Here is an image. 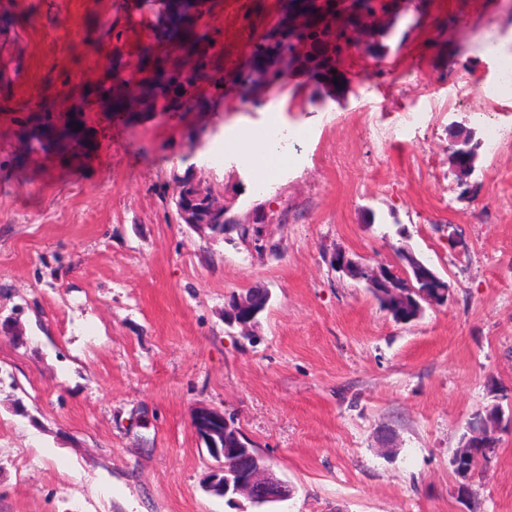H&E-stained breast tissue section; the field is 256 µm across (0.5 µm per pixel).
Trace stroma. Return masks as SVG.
I'll return each instance as SVG.
<instances>
[{"label":"stroma","instance_id":"1","mask_svg":"<svg viewBox=\"0 0 512 512\" xmlns=\"http://www.w3.org/2000/svg\"><path fill=\"white\" fill-rule=\"evenodd\" d=\"M278 0H203L213 38L243 51ZM0 512H262L204 485L219 462L194 429L224 413L294 487L276 512H512V139L460 177L459 129H512V0H402L381 55L369 44L311 97L288 75L239 110L105 112L88 86L130 77L155 0H0ZM127 37L123 65L101 32ZM306 139L270 190L239 157L196 166L237 230L184 223L173 203L189 129L217 146L268 104ZM79 104L84 142L23 155L40 102ZM427 113L400 133L398 112ZM414 252L449 286L396 322L336 252L397 268ZM270 299L245 337L232 295ZM502 411L491 462L457 497L450 466L470 419Z\"/></svg>","mask_w":512,"mask_h":512}]
</instances>
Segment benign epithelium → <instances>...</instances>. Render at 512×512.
<instances>
[{
  "instance_id": "obj_1",
  "label": "benign epithelium",
  "mask_w": 512,
  "mask_h": 512,
  "mask_svg": "<svg viewBox=\"0 0 512 512\" xmlns=\"http://www.w3.org/2000/svg\"><path fill=\"white\" fill-rule=\"evenodd\" d=\"M349 0H336L334 10L324 12L323 23L329 25V33L336 54L350 51L364 40L371 28L385 20V13L375 10L372 13H357L356 22H351L352 10L344 8ZM211 219L203 224L218 232L215 224H223L226 220L227 206L224 201L212 195L209 197ZM333 267L355 280H363L368 288L388 300V312L395 320L403 323L409 318L403 311L410 310L408 291H413L420 302L429 306H438L448 299V286L436 273L427 270L420 264L405 260L396 271L380 264L372 267L356 261L344 252L335 254ZM266 303L247 294L231 302L229 311L234 322L246 327L254 322L256 316L263 311ZM194 427L204 440L210 453L217 459L224 456V432L233 429L232 423L219 411L203 408L194 419ZM242 468L233 473V477L224 476V467H219L212 475L210 491L217 495L243 494L251 501L259 504H279L292 498L294 488L286 481L277 478L269 467L258 463L257 458L248 452L240 458Z\"/></svg>"
}]
</instances>
